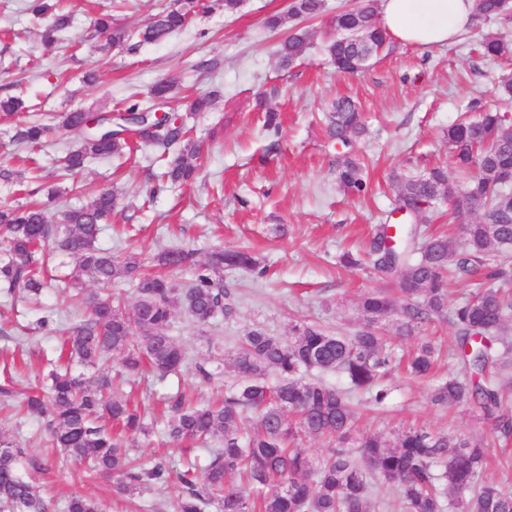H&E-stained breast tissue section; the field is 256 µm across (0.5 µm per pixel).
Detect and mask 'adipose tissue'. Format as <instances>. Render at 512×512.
Here are the masks:
<instances>
[{
	"instance_id": "ef3b65f1",
	"label": "adipose tissue",
	"mask_w": 512,
	"mask_h": 512,
	"mask_svg": "<svg viewBox=\"0 0 512 512\" xmlns=\"http://www.w3.org/2000/svg\"><path fill=\"white\" fill-rule=\"evenodd\" d=\"M474 0H379L378 22L402 45L445 46L472 24Z\"/></svg>"
}]
</instances>
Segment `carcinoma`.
Listing matches in <instances>:
<instances>
[{
	"mask_svg": "<svg viewBox=\"0 0 512 512\" xmlns=\"http://www.w3.org/2000/svg\"><path fill=\"white\" fill-rule=\"evenodd\" d=\"M211 9L207 0H184L180 6L155 16L138 37L160 42L183 29L191 16ZM476 10L486 17L506 13V0H479ZM294 15L318 18L319 0H296ZM377 0H355L331 19L336 38L328 54L336 70L354 75L366 68V53L376 56L389 45L377 22ZM95 26L108 34L107 46L130 37L102 16ZM70 25L67 14H57L43 33L51 45ZM482 54L492 59L512 56V43L488 34L479 42ZM305 37L292 34L280 44L281 65L288 67L302 54ZM168 81L151 90L153 104H133L140 112L128 126L121 116L97 114L99 131H81L69 146L66 168L80 169L89 158L110 159L131 151L135 144L150 146L169 159L164 176L186 182L202 164V150L189 137L185 124H165L154 110L175 98ZM476 113L446 132L452 166L423 174L393 175L398 206L415 215L412 224H380L365 252V263L380 274L386 286L367 292L357 302L363 328L352 335L333 333L312 324H296V336L284 341L261 327L244 330L232 370L238 382L219 403L200 405L182 393L167 399V438L181 444H206L217 438L219 448L208 464L183 466L176 472L181 485L178 512H383L382 489L395 491L401 512H512V490L485 477L487 448L481 442L457 439L447 432L410 426L395 442L381 434L361 435L350 446L356 405L385 406L391 389L381 384L396 361L394 340L416 336L423 326L448 319L456 338L463 376L448 378L434 391L441 407L467 405L490 422L503 437L512 435V411L499 383L512 348V125L507 114L469 105ZM0 119L12 122L16 140L31 149L42 147L50 127L33 119L23 98H0ZM331 138L343 146L336 160L340 187L361 195L368 190L366 166L352 152L365 133V122L350 98L336 100L328 116ZM477 204L480 217L459 225L461 245L444 234L426 232L428 209L448 203L461 215L457 201ZM117 205L111 190L86 198L62 212L61 223L48 222L43 207H0V289L11 296L20 289L38 297L50 287L46 272L55 257L71 259L98 283L116 279L134 283L132 304L112 296L87 301L85 317L62 343L65 361L49 374L47 389L31 387L21 406L28 416L41 419L52 447L74 461H90L96 472L112 477V493L131 498L142 485L164 482L169 462L151 467L134 463L107 418L134 435L151 428L128 400L112 389L109 367L118 356L122 368L137 374L148 368L161 380L176 374L185 362L180 343L167 332L172 312L182 309L194 322L205 325L234 313L232 291L224 287V269H255L257 258L247 252L215 249L203 263L193 252L172 248L157 261L172 269L189 268L193 278L179 288L162 276L144 272L133 256L119 259L112 249L98 246L103 224ZM478 280L468 297L448 306V278ZM396 318L393 335L382 333L383 323ZM196 365L197 375L211 381L224 366L220 348ZM439 353L426 339L406 352L407 373L415 379L431 376ZM339 373L341 388L307 380L303 373ZM277 377V383L268 377ZM302 435L325 440L329 454L313 459L294 446ZM25 451L14 436L0 430V512H49L50 503L37 483L25 474ZM239 477L242 486H226ZM66 512H101L98 499L71 495Z\"/></svg>",
	"mask_w": 512,
	"mask_h": 512,
	"instance_id": "carcinoma-1",
	"label": "carcinoma"
}]
</instances>
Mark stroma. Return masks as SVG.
Masks as SVG:
<instances>
[{
    "instance_id": "stroma-1",
    "label": "stroma",
    "mask_w": 512,
    "mask_h": 512,
    "mask_svg": "<svg viewBox=\"0 0 512 512\" xmlns=\"http://www.w3.org/2000/svg\"><path fill=\"white\" fill-rule=\"evenodd\" d=\"M30 3L0 0V97L24 94L42 114L78 108L108 113L133 101L147 103L152 86L170 80L180 97L169 109L185 117L204 154L197 179L176 188L166 184L165 164L148 147L129 157L93 159L69 172L63 158L76 134L56 129L38 156L42 178L31 186L35 192H59L49 223H57L61 211L74 203V190L110 189L118 207L99 243L116 255L131 254L149 265L156 254L177 245L194 250L202 262L211 250L224 247L249 252L262 265L258 271L225 270L224 285L235 301L232 319L200 325L182 310L174 311L168 332L187 356L179 374L163 381L152 376L116 381V388L148 416L156 402L179 391L202 401L223 395L235 382L233 372L206 384L195 365L207 357L211 343L232 356L246 328L259 325L284 339L302 323L355 333L356 304L381 280L370 267L347 268L337 257L345 250L364 253L375 225L399 223L391 172L417 174L449 162L446 129L462 118L472 99L512 117V102H503L497 89L499 78L512 69L473 50L481 33L512 39V16L476 18L465 35L442 47L392 44L364 71L345 76L327 55L329 18L354 0H327L325 16L317 19L289 17V0H243L234 14L218 5L165 41L132 39L108 51L93 27L95 16L111 13L115 24L136 30L173 9L176 0H58L57 10L71 12L72 26L55 45L44 43ZM275 15L284 22L273 29L267 21ZM294 33L304 35L306 46L299 60L284 68L279 46ZM90 71L98 80L88 86L83 77ZM212 91L218 94L212 110L187 115L183 96ZM341 96L356 100L368 122L366 135L354 143L355 153L369 165V188L361 195L338 186L336 143L326 133L325 116ZM266 108L279 113V134L264 131ZM49 311L55 328L63 331L79 319L81 307L51 290L36 301L19 293L0 296V382L11 379L22 390L48 372L57 338L40 329L38 320ZM424 333L441 346L435 374L414 380L391 369L387 407L362 411L358 431L390 438L414 426L485 441L487 477L512 487V437L503 438L468 407L444 409L432 401L437 385L458 371L451 357L452 327L440 321ZM0 427L15 433L28 458L45 459L43 424L18 416L12 403L0 401ZM55 465L50 474L33 475L52 498L54 512H65L75 492L110 501L108 512H124L125 502L112 499L109 480L61 456Z\"/></svg>"
}]
</instances>
